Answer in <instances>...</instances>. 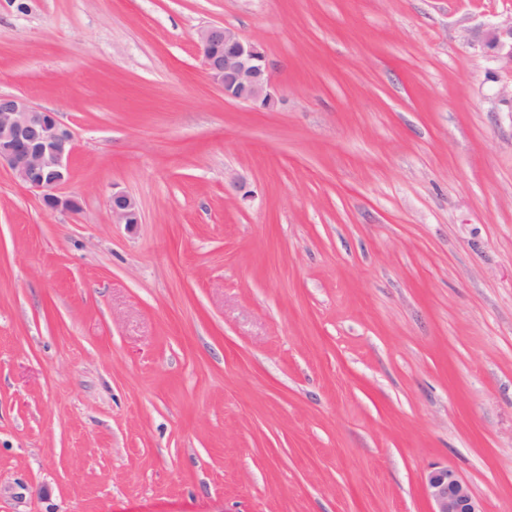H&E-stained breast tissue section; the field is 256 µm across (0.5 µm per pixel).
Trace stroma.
<instances>
[{"label":"stroma","mask_w":512,"mask_h":512,"mask_svg":"<svg viewBox=\"0 0 512 512\" xmlns=\"http://www.w3.org/2000/svg\"><path fill=\"white\" fill-rule=\"evenodd\" d=\"M512 0H0V512H512ZM208 24L264 44L225 98ZM141 222L118 223L111 193ZM485 42L493 56L512 73V17L494 26ZM196 46L212 82L224 96L270 108L275 103L265 47L236 30L212 24L197 32ZM76 144L73 132L56 112L24 95L0 96V165L17 181L42 195L52 210L76 211L78 201L63 191ZM109 207L119 223L129 225L140 223V211L135 200L129 195L122 192L112 193L109 197ZM431 512H484L469 486L448 467H432L424 477Z\"/></svg>","instance_id":"obj_1"}]
</instances>
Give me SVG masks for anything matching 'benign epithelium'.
<instances>
[{"instance_id":"obj_1","label":"benign epithelium","mask_w":512,"mask_h":512,"mask_svg":"<svg viewBox=\"0 0 512 512\" xmlns=\"http://www.w3.org/2000/svg\"><path fill=\"white\" fill-rule=\"evenodd\" d=\"M486 44L501 65L512 70V18L493 27ZM196 46L204 69L225 97L264 108L275 103L262 43L245 39L222 24H212L198 30ZM75 148L73 132L57 113L24 95L0 96V165H7L17 181L41 194L52 210L78 208L75 197L63 191ZM109 207L118 222L140 223V211L129 195L113 193ZM424 486L431 512H483L469 486L451 468H431Z\"/></svg>"}]
</instances>
